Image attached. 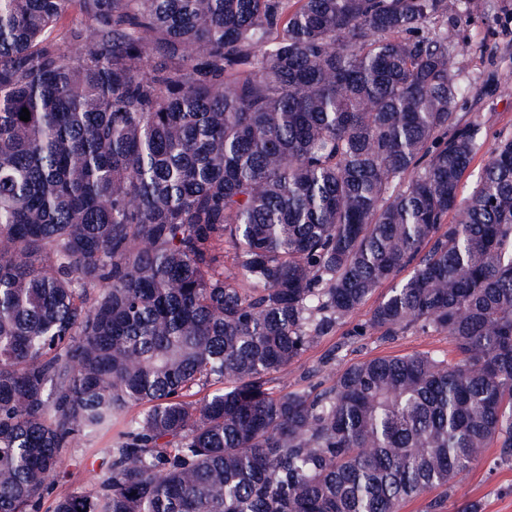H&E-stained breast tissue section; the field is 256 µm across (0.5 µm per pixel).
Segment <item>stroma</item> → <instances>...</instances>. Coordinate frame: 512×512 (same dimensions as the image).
I'll return each mask as SVG.
<instances>
[{
	"instance_id": "stroma-1",
	"label": "stroma",
	"mask_w": 512,
	"mask_h": 512,
	"mask_svg": "<svg viewBox=\"0 0 512 512\" xmlns=\"http://www.w3.org/2000/svg\"><path fill=\"white\" fill-rule=\"evenodd\" d=\"M492 9L498 17L497 25L487 27L477 18L461 24L458 44L450 58L451 68L469 88L467 117L480 125L472 166L460 186L464 196L473 191L497 141L512 138V0H492ZM388 291L385 285L378 288L352 320L325 336L289 368L287 375L277 376L276 386L300 385L305 373L328 356L333 363L319 376L327 385L338 371L357 361L420 351L452 353L446 334L415 328L392 341L373 331L361 339H351L354 324L367 321ZM466 503L476 504L477 512H512V464L493 467L482 462L474 466L449 500L448 512H457Z\"/></svg>"
}]
</instances>
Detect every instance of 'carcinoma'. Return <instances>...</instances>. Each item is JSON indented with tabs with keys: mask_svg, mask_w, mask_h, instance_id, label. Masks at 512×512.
I'll return each instance as SVG.
<instances>
[{
	"mask_svg": "<svg viewBox=\"0 0 512 512\" xmlns=\"http://www.w3.org/2000/svg\"><path fill=\"white\" fill-rule=\"evenodd\" d=\"M449 10L0 0V512H448L512 463V138L460 197ZM390 280L351 336L456 360L271 386ZM68 448L96 481L44 511Z\"/></svg>",
	"mask_w": 512,
	"mask_h": 512,
	"instance_id": "obj_1",
	"label": "carcinoma"
}]
</instances>
